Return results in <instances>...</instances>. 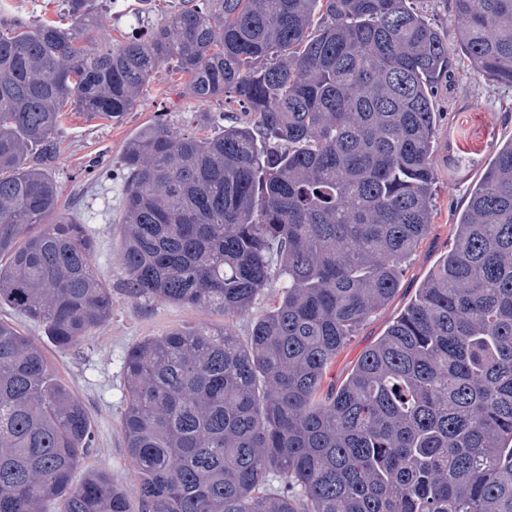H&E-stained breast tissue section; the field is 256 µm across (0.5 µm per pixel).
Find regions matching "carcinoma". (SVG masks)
<instances>
[{"label": "carcinoma", "mask_w": 512, "mask_h": 512, "mask_svg": "<svg viewBox=\"0 0 512 512\" xmlns=\"http://www.w3.org/2000/svg\"><path fill=\"white\" fill-rule=\"evenodd\" d=\"M89 2L8 24L0 0V305L66 349L112 316L56 133L67 109L122 119L163 65L249 120L128 141L126 296L231 315L281 292L245 341L189 327L128 350L133 496L72 482L89 413L0 321V512H512V138L414 299L326 382L433 224L438 29L410 0H178L120 40ZM452 12L469 63L512 88V0Z\"/></svg>", "instance_id": "1"}]
</instances>
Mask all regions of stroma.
I'll return each mask as SVG.
<instances>
[{
	"label": "stroma",
	"mask_w": 512,
	"mask_h": 512,
	"mask_svg": "<svg viewBox=\"0 0 512 512\" xmlns=\"http://www.w3.org/2000/svg\"><path fill=\"white\" fill-rule=\"evenodd\" d=\"M415 5L439 26L455 60L435 88V109L441 117L433 157L437 175L433 224L409 259L394 299L372 314L337 356L327 373L333 382L345 377L415 295L447 251L470 187L496 146L512 138V90L466 66L457 46L458 24L453 19L451 0H415ZM185 83V76L161 66L144 86L134 109L120 121L70 112L59 128L60 154L51 174L68 213L85 225L92 240L95 272L112 290L111 318L94 330L79 350H64L52 343L41 325L0 305V321L43 348L57 379L90 413L94 442L73 474L77 483L91 473L105 475L126 490L137 483L120 429L128 400L124 370L128 348L177 327L223 325L234 336L246 338L253 321L278 294L277 289H267L247 312L226 318L172 303L135 301L123 291L126 270L117 224L124 201L122 156L127 141L140 127L157 121L173 130L199 135L214 133L224 123L223 103L191 98Z\"/></svg>",
	"instance_id": "35a3bbf8"
}]
</instances>
